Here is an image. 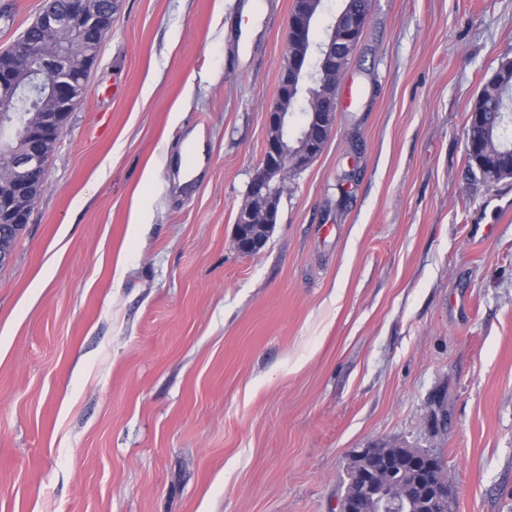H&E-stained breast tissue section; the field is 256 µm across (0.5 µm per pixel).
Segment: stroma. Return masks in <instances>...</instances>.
<instances>
[{"label":"stroma","instance_id":"obj_1","mask_svg":"<svg viewBox=\"0 0 512 512\" xmlns=\"http://www.w3.org/2000/svg\"><path fill=\"white\" fill-rule=\"evenodd\" d=\"M42 4L0 0V49ZM291 5L117 0L0 267V512H336L374 443L512 512V178L463 145L512 0H372L357 95L244 256Z\"/></svg>","mask_w":512,"mask_h":512}]
</instances>
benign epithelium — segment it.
Listing matches in <instances>:
<instances>
[{
  "instance_id": "1",
  "label": "benign epithelium",
  "mask_w": 512,
  "mask_h": 512,
  "mask_svg": "<svg viewBox=\"0 0 512 512\" xmlns=\"http://www.w3.org/2000/svg\"><path fill=\"white\" fill-rule=\"evenodd\" d=\"M315 0H293L286 32L285 63L274 102L265 113L267 137L247 196L235 217L234 246L246 256L259 254L277 223L284 177L305 171L322 153L335 125L339 79L369 15L336 13L325 39H312L321 10ZM116 0H43L36 19L13 48L0 53V93L24 99L27 108L13 117L18 144L0 147V266L11 260V237L27 227L33 205L44 190V170L74 105L78 87L97 63L91 46L109 30ZM318 94L303 96L305 84ZM464 150L476 165L489 154L488 141L464 131ZM440 456L425 448L354 451L346 468L348 483L339 512H449L451 491L438 477Z\"/></svg>"
}]
</instances>
